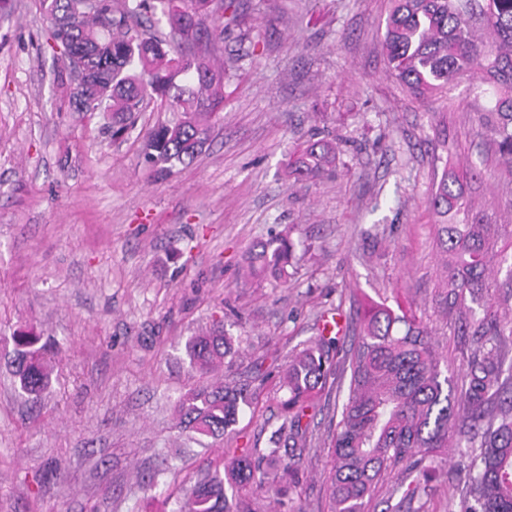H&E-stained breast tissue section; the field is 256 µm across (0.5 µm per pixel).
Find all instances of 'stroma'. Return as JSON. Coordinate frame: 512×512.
I'll list each match as a JSON object with an SVG mask.
<instances>
[{
  "instance_id": "35a3bbf8",
  "label": "stroma",
  "mask_w": 512,
  "mask_h": 512,
  "mask_svg": "<svg viewBox=\"0 0 512 512\" xmlns=\"http://www.w3.org/2000/svg\"><path fill=\"white\" fill-rule=\"evenodd\" d=\"M224 107L191 163L165 171L145 136L171 120L144 99L135 124L76 112L40 0L0 9V512H176L186 489L283 422L278 374L337 316L339 348L361 300L393 296L431 321L439 253L428 199L441 157L484 179L465 191L512 225V174L485 136L467 83L425 98L386 71L390 0H234ZM338 142L336 170L295 179L310 138ZM289 230L288 274L243 275L249 251ZM238 354L214 378L253 396L223 436L193 443L173 403L193 383L190 336L212 327ZM46 346L49 382L22 393L16 334ZM308 411L312 447L282 494L239 489L244 512H328V444L350 370ZM155 479L157 488L142 484ZM464 475L437 467L413 497L379 484L370 512H457Z\"/></svg>"
}]
</instances>
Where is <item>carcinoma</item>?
<instances>
[{"instance_id":"cac0c4a2","label":"carcinoma","mask_w":512,"mask_h":512,"mask_svg":"<svg viewBox=\"0 0 512 512\" xmlns=\"http://www.w3.org/2000/svg\"><path fill=\"white\" fill-rule=\"evenodd\" d=\"M49 21L48 43L80 59L82 82L69 98L78 112L112 113V135L134 124L144 97H157L173 119L148 135L146 155L166 169L191 162L207 144L212 120L224 106V64L213 60L224 29L215 0H98L87 11L82 0H42ZM162 15L198 45L197 53L176 59L179 45L152 32ZM136 15L139 27L127 18ZM383 51L387 72L416 97L467 78L475 100L484 101L490 140L512 167V0H393ZM336 143L310 140L289 161L298 179L321 176L336 161ZM481 171L443 165L429 205L436 216L437 296L442 319L456 336L475 347L451 368L439 352L436 331L423 316L396 303H367L360 330L345 359L350 369L346 401L330 441L329 512H368L378 484L392 472L415 484L438 463L453 461L467 472L460 512H512V388L502 366L512 352V319L498 309L512 294L493 300L501 287L495 247L502 225L474 218L465 185ZM293 251L289 232L248 257L250 273L285 275ZM482 308L476 316L473 305ZM38 338L18 340L15 376L20 389L37 397L49 375ZM190 371L202 379L176 402L177 427L219 437L236 423L251 399L245 387L208 382L224 358L236 354L233 337L220 328L188 340ZM336 340L320 336L292 356L282 376L289 417L257 454L243 453L223 471H208L185 494L176 512H235V490L252 485L277 493L300 465L306 450L302 419L332 372ZM473 449L457 451L461 442Z\"/></svg>"}]
</instances>
